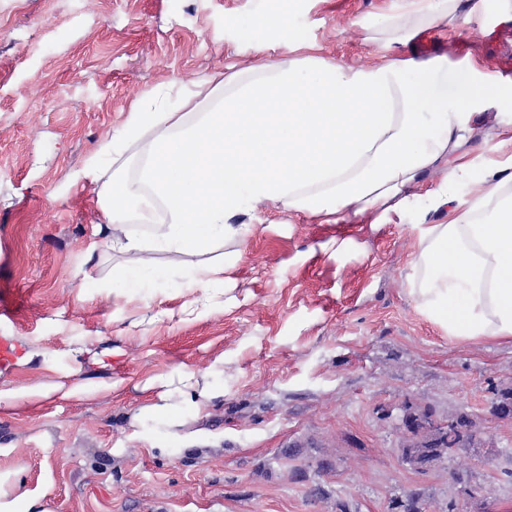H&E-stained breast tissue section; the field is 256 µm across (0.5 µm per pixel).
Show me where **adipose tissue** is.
I'll return each instance as SVG.
<instances>
[{
  "instance_id": "obj_1",
  "label": "adipose tissue",
  "mask_w": 512,
  "mask_h": 512,
  "mask_svg": "<svg viewBox=\"0 0 512 512\" xmlns=\"http://www.w3.org/2000/svg\"><path fill=\"white\" fill-rule=\"evenodd\" d=\"M463 0H420L401 16H382L373 41L404 45L419 32L455 22ZM439 58H397L352 69L315 57L205 79L179 95L180 109H158L141 97L123 127L76 172L75 181L98 188V232L128 258L119 271L129 287L167 271L162 252L183 256L181 274L194 299L185 318H197L224 299L230 260H209L220 244H242L252 227L232 223L243 209L278 204L330 216L372 215L390 223L409 203L408 191L463 144L474 111L494 103L512 112V90L471 70L455 98L435 92ZM141 155L137 179L111 172L129 150ZM483 191L459 200L453 176L429 200L450 209L444 224L418 227L411 292L419 308L461 341L512 343V165L486 170ZM138 220L147 234L124 232L118 223ZM79 397L84 384L42 383L0 389V403L28 407L53 393ZM222 387L205 374L176 368L152 402L133 420L178 424L202 416Z\"/></svg>"
}]
</instances>
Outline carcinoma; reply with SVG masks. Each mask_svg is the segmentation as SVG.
Segmentation results:
<instances>
[{"instance_id":"1","label":"carcinoma","mask_w":512,"mask_h":512,"mask_svg":"<svg viewBox=\"0 0 512 512\" xmlns=\"http://www.w3.org/2000/svg\"><path fill=\"white\" fill-rule=\"evenodd\" d=\"M492 409L500 416L512 415V388L500 389ZM428 410H409L407 417L406 441L402 446V456L410 458L423 467L436 464L441 458L450 456L473 439L474 423L467 413L448 416L447 423L435 427L430 421Z\"/></svg>"}]
</instances>
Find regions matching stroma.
Listing matches in <instances>:
<instances>
[{"instance_id": "stroma-1", "label": "stroma", "mask_w": 512, "mask_h": 512, "mask_svg": "<svg viewBox=\"0 0 512 512\" xmlns=\"http://www.w3.org/2000/svg\"><path fill=\"white\" fill-rule=\"evenodd\" d=\"M407 0H294L295 44L254 26L280 0H0V341H26L50 366L0 362V389L83 383L30 410L0 404V474L53 512H512V418L490 413L512 385V345L458 341L410 291L418 227L447 209L425 197L440 162L402 216L338 224L264 204L233 216L253 234L227 273L224 303L183 320L186 280L105 289L126 258L96 232V187L73 175L121 128L147 91L232 74L305 53L357 69L391 55L439 57L454 92L463 67L512 80V0H487L460 26L421 32L396 51L369 25ZM461 148L464 198L488 167L512 160V117L474 115ZM110 366L78 370L86 338ZM209 371L224 396L189 422L191 441L133 410L177 367ZM463 411L476 443L418 471L402 461L398 407ZM476 498H469V491Z\"/></svg>"}]
</instances>
